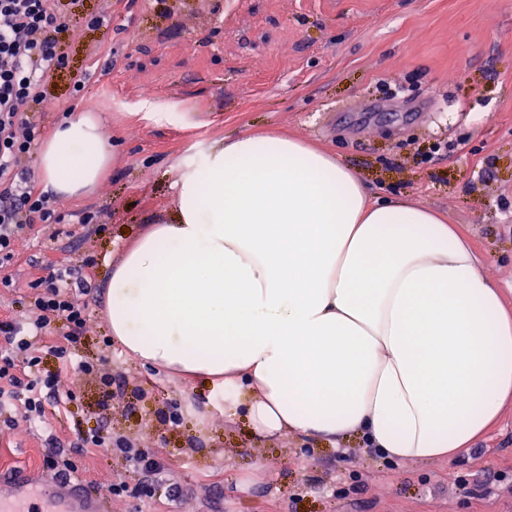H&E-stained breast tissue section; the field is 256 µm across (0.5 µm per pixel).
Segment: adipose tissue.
<instances>
[{"label":"adipose tissue","mask_w":512,"mask_h":512,"mask_svg":"<svg viewBox=\"0 0 512 512\" xmlns=\"http://www.w3.org/2000/svg\"><path fill=\"white\" fill-rule=\"evenodd\" d=\"M114 155L79 111L36 170L78 195ZM172 191L112 267L109 325L144 366L223 388L226 421L450 462L512 402V310L434 209L370 199L335 156L274 131L201 152Z\"/></svg>","instance_id":"ef3b65f1"}]
</instances>
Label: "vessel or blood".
<instances>
[{
    "mask_svg": "<svg viewBox=\"0 0 512 512\" xmlns=\"http://www.w3.org/2000/svg\"><path fill=\"white\" fill-rule=\"evenodd\" d=\"M103 497L91 494L85 481L69 478L59 489H45L21 473L0 475V512H107Z\"/></svg>",
    "mask_w": 512,
    "mask_h": 512,
    "instance_id": "1",
    "label": "vessel or blood"
}]
</instances>
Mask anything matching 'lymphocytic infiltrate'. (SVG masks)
<instances>
[{
  "label": "lymphocytic infiltrate",
  "mask_w": 512,
  "mask_h": 512,
  "mask_svg": "<svg viewBox=\"0 0 512 512\" xmlns=\"http://www.w3.org/2000/svg\"><path fill=\"white\" fill-rule=\"evenodd\" d=\"M68 26L54 0H0V268L10 265L15 244L32 224H60L50 197L39 191L26 167L31 147L41 133L27 114L43 100L46 85L66 66L56 47V35ZM32 301L26 317L0 319V412L22 401L20 418L43 421L47 405L73 400V393H60L61 371L73 370L95 379L103 402L115 395L108 358L96 361L76 357L74 349L85 332L88 312L84 302L91 286L82 268L67 267L49 278L30 282ZM67 332L62 344L52 346L58 367H43L40 345L57 325ZM43 467L66 478L79 474L78 456L103 449L120 453L130 467L147 480L161 483L166 468L151 449L136 440L108 432L106 426L80 433L71 450L61 449L49 438Z\"/></svg>",
  "instance_id": "lymphocytic-infiltrate-1"
}]
</instances>
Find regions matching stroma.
Segmentation results:
<instances>
[{"label":"stroma","mask_w":512,"mask_h":512,"mask_svg":"<svg viewBox=\"0 0 512 512\" xmlns=\"http://www.w3.org/2000/svg\"><path fill=\"white\" fill-rule=\"evenodd\" d=\"M56 10L70 20L57 35L67 65L29 118L47 138L64 112L96 113L120 150L93 192L54 199L66 216L100 213L101 225L58 237L36 224L19 238L0 316L28 313L31 280L94 256L76 353L111 357L127 386L105 410L95 380L62 375L75 400L48 407L44 425L0 428V467L52 482L47 435L67 445L103 424L154 449L181 489L133 495L143 474L96 451L78 464L109 512H512L511 404L451 463L391 464L354 438L340 451L261 443L246 423H225L221 394L109 344L104 297L113 258L172 207L178 164L275 129L335 152L370 193L439 211L512 307V0H56ZM101 12L109 24L87 28ZM175 402L185 414L170 428L160 416ZM115 481L129 495H110Z\"/></svg>","instance_id":"stroma-1"}]
</instances>
